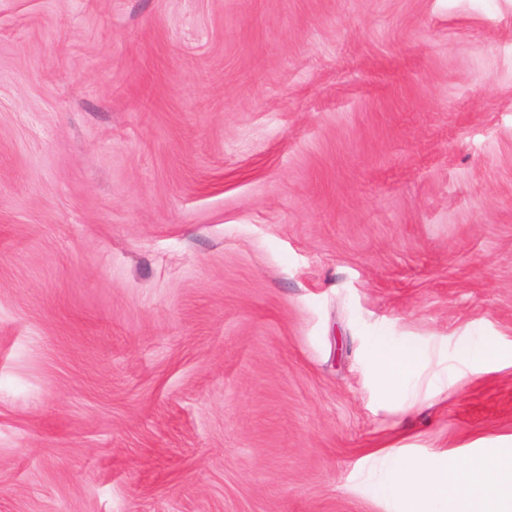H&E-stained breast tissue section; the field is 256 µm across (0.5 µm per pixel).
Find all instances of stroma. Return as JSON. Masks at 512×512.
<instances>
[{
    "label": "stroma",
    "mask_w": 512,
    "mask_h": 512,
    "mask_svg": "<svg viewBox=\"0 0 512 512\" xmlns=\"http://www.w3.org/2000/svg\"><path fill=\"white\" fill-rule=\"evenodd\" d=\"M512 0H0V512H393L512 367ZM368 355L376 366L385 398L401 396L436 358L435 349L429 345L396 343L386 336L373 339ZM456 358L467 371L478 373L485 366L503 362L506 356L489 340L469 338L457 342ZM467 371L457 369L450 374L449 379L447 374L446 383L444 384L446 388L448 389V382L449 385L454 386L461 381L466 376Z\"/></svg>",
    "instance_id": "35a3bbf8"
}]
</instances>
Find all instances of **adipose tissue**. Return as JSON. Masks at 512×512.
Returning <instances> with one entry per match:
<instances>
[{"instance_id": "1", "label": "adipose tissue", "mask_w": 512, "mask_h": 512, "mask_svg": "<svg viewBox=\"0 0 512 512\" xmlns=\"http://www.w3.org/2000/svg\"><path fill=\"white\" fill-rule=\"evenodd\" d=\"M369 356L384 397L401 396L415 377L421 376L436 358L433 347L413 342L396 343L375 337ZM458 370L449 384L461 381L466 372L504 361V354L491 341L469 338L456 344ZM504 451L460 459L449 453L440 466L407 458L396 452L382 456V476L374 494L393 504L395 512H512V438Z\"/></svg>"}]
</instances>
